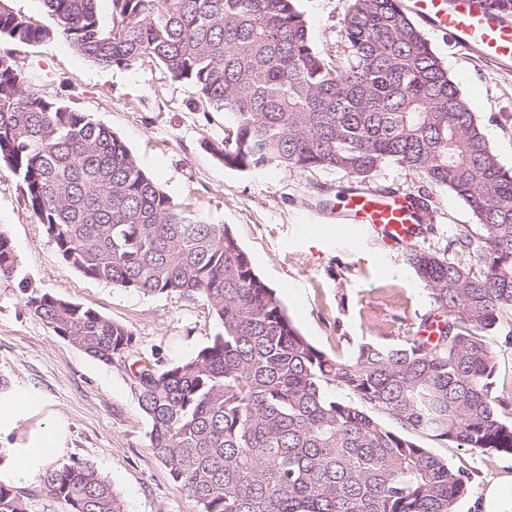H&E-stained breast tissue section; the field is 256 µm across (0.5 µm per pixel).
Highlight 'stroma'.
<instances>
[{
	"label": "stroma",
	"instance_id": "1",
	"mask_svg": "<svg viewBox=\"0 0 512 512\" xmlns=\"http://www.w3.org/2000/svg\"><path fill=\"white\" fill-rule=\"evenodd\" d=\"M345 0H299L314 46L342 54ZM432 49L476 113L501 165L512 170V61L494 64L423 26ZM18 67L39 96L63 102L105 124L180 208L208 223L228 225L255 272L281 298L289 316L316 347L343 354L349 343L400 345L433 312L429 294L401 252L383 256L374 236L352 248L336 228V194L347 182L333 171L294 173L275 167L237 170L210 147L222 143L228 115L213 111L188 83L175 82L151 61L104 66L63 39L12 45ZM445 246L474 230L470 209L449 191L432 194ZM0 227L15 247L29 288L93 307L135 334L129 362L169 365L211 342L219 327L196 297L144 295L84 277L60 256L28 208L20 182L0 170ZM24 290L0 286V384L43 394L71 422L63 462H88L120 496L126 512H199L149 446L131 375L53 334L33 318ZM427 448L464 467L468 491L454 512H472L485 480L512 471V455L468 450L441 441Z\"/></svg>",
	"mask_w": 512,
	"mask_h": 512
}]
</instances>
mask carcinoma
<instances>
[{"label":"carcinoma","mask_w":512,"mask_h":512,"mask_svg":"<svg viewBox=\"0 0 512 512\" xmlns=\"http://www.w3.org/2000/svg\"><path fill=\"white\" fill-rule=\"evenodd\" d=\"M43 3L53 30L0 0V41L58 37L104 66L157 63L233 117L212 147L226 167L330 170L362 188L395 164L468 206L473 235L437 250L435 225L417 224L403 248L436 336L332 356L295 326L231 229L178 208L108 126L27 92L0 50V165L61 257L117 288L197 296L220 324L192 356L132 372L150 447L200 512H454L465 470L420 439L512 455L488 341L512 310V171L401 0H346L334 62L298 0H111L107 25L96 0ZM18 277L0 229V284ZM25 306L89 356L126 363L128 326L49 292ZM39 490L62 512H124L87 462L46 471ZM29 496L0 484V512H28Z\"/></svg>","instance_id":"obj_1"}]
</instances>
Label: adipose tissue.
Listing matches in <instances>:
<instances>
[{
  "label": "adipose tissue",
  "mask_w": 512,
  "mask_h": 512,
  "mask_svg": "<svg viewBox=\"0 0 512 512\" xmlns=\"http://www.w3.org/2000/svg\"><path fill=\"white\" fill-rule=\"evenodd\" d=\"M69 422L42 394L23 388L0 391V483L34 482L64 452ZM473 512H512V472L488 478Z\"/></svg>",
  "instance_id": "obj_1"
}]
</instances>
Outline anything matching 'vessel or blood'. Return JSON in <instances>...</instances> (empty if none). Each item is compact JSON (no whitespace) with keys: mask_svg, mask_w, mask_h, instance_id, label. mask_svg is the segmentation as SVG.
Instances as JSON below:
<instances>
[{"mask_svg":"<svg viewBox=\"0 0 512 512\" xmlns=\"http://www.w3.org/2000/svg\"><path fill=\"white\" fill-rule=\"evenodd\" d=\"M411 12L438 33L477 50L492 61L512 59V22L496 15L493 9L456 0L447 7L446 0H409ZM338 211L350 216L344 224L345 235L371 232L384 249L393 251L411 242L409 228L416 221L417 208L408 194L380 195L366 190L342 192Z\"/></svg>","mask_w":512,"mask_h":512,"instance_id":"b4317fda","label":"vessel or blood"}]
</instances>
